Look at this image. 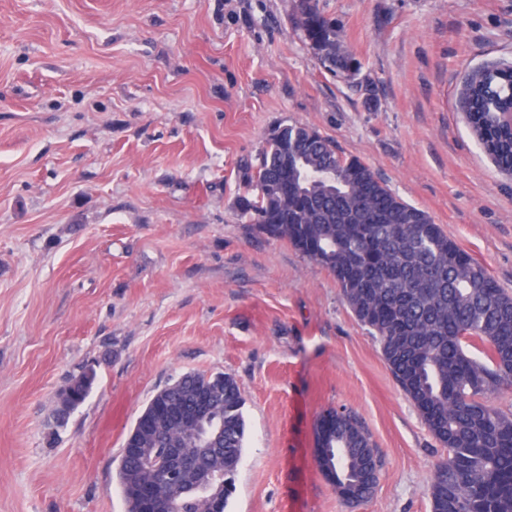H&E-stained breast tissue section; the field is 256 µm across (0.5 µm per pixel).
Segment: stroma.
Listing matches in <instances>:
<instances>
[{"label": "stroma", "mask_w": 512, "mask_h": 512, "mask_svg": "<svg viewBox=\"0 0 512 512\" xmlns=\"http://www.w3.org/2000/svg\"><path fill=\"white\" fill-rule=\"evenodd\" d=\"M318 6L351 71L321 65L300 0H0V512H125L124 439L186 372L244 399L227 512H431L443 448L334 275L237 199L271 129L314 128L512 292V175L456 108L512 62V0ZM330 408L382 455L358 505L317 465ZM93 382L94 374L92 371H84L72 379L62 393L60 402L55 409V416L58 421L68 418L85 401Z\"/></svg>", "instance_id": "obj_1"}]
</instances>
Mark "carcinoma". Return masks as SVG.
Segmentation results:
<instances>
[{
  "label": "carcinoma",
  "mask_w": 512,
  "mask_h": 512,
  "mask_svg": "<svg viewBox=\"0 0 512 512\" xmlns=\"http://www.w3.org/2000/svg\"><path fill=\"white\" fill-rule=\"evenodd\" d=\"M301 2L303 28L322 66L333 73L348 66L336 26L316 0ZM462 97V112L486 153L512 174V129L498 116L512 106V65L495 63L471 75ZM238 207L259 233L290 242L328 268L375 338L397 385L446 451L429 486L431 512H512V413L487 402L512 388V295L425 211L308 126L280 125L269 133ZM93 382L90 371L72 379L57 420L85 401ZM200 390L211 394L213 416L224 426V488L201 494L189 471L165 480L162 490L175 512H226L243 460V398L232 376L199 372L158 391L127 433L117 471L126 512H141L135 490L142 477H162L133 449L161 454L174 435L167 427L148 432L146 421L168 405L190 404ZM315 433L326 479L346 502L368 500L382 462L362 422L328 409Z\"/></svg>",
  "instance_id": "1"
}]
</instances>
